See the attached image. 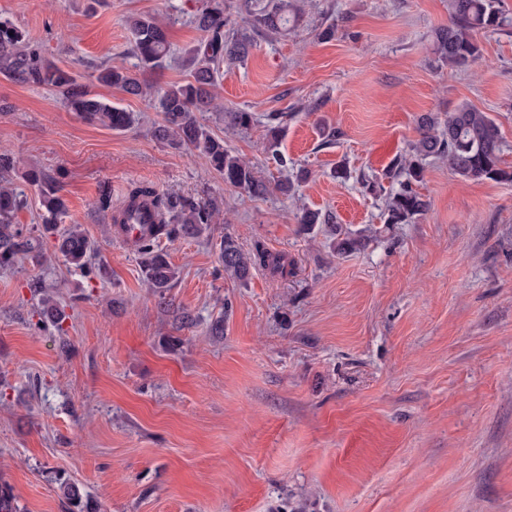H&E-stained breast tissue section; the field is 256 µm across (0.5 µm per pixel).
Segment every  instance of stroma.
<instances>
[{
	"label": "stroma",
	"mask_w": 512,
	"mask_h": 512,
	"mask_svg": "<svg viewBox=\"0 0 512 512\" xmlns=\"http://www.w3.org/2000/svg\"><path fill=\"white\" fill-rule=\"evenodd\" d=\"M202 3L0 0V20L83 76L134 68L127 20L154 16L173 57L146 80L165 86L190 73ZM447 22L448 0H308L294 33L255 36L244 63L224 66L205 125L274 185L264 124L231 130L224 114L285 113L280 149L306 174L290 196L252 197L158 141L154 97L94 85L138 118L116 132L52 86L0 75V151L18 158L11 183L27 196L19 223L42 222L23 172L61 174L59 226L80 225L106 270L26 257L0 268V484L23 512H64L65 481L96 512H512V184L428 161V212L388 226L357 181L408 150L420 115L462 103L497 118L512 166V34L481 36L482 60L455 70L432 53ZM339 164L349 178H334ZM134 184L222 203L211 236L160 240L177 271L162 296L98 208ZM303 207L378 235L336 254L323 231H302ZM228 234L287 255L294 275L230 278ZM37 285L63 306L62 328H38Z\"/></svg>",
	"instance_id": "35a3bbf8"
}]
</instances>
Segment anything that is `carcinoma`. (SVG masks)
Segmentation results:
<instances>
[{
    "label": "carcinoma",
    "instance_id": "carcinoma-1",
    "mask_svg": "<svg viewBox=\"0 0 512 512\" xmlns=\"http://www.w3.org/2000/svg\"><path fill=\"white\" fill-rule=\"evenodd\" d=\"M225 0H205L192 15V24L203 33V39L185 50L191 66L189 78L158 92L157 105L162 122L155 128L157 139L180 149L196 151L215 171L224 175V184L241 189L252 196H264L270 185L256 176L253 165L224 148V140L215 137L201 122L206 112L216 109L214 88L224 64L245 59L254 46L250 32L269 37L284 36L295 29L300 19V6L292 0H241L239 11L244 14V30L231 26L225 14ZM448 25L434 30L433 54L442 66L464 69L482 58L483 49L477 34H498L512 29V16L505 13L501 0H449ZM131 52L139 62L138 70L101 64L92 67L91 81L115 87L133 96H146L151 88L144 74L163 67L171 55L166 27L148 15L129 20ZM0 73L18 81L52 85L64 105L89 121H98L114 131L123 132L135 124L133 113L114 107L93 93L90 85L45 60L42 49L27 42L25 35L8 20L0 21ZM234 129H247L255 115L246 111L225 113ZM282 112L266 114L267 152L275 164L288 169V157L279 149ZM503 140L499 124L487 112L462 103L441 118L427 113L419 117L418 139L407 153L396 158L383 173V178L397 185L386 195L384 223L410 224L423 216L429 202L416 186L423 181L426 161L430 158L448 162V168L466 180L512 183V169L501 165ZM29 185L35 187L44 209L43 233H54L66 214L65 201L60 195V183L37 169L28 173ZM150 200L159 221L149 236L135 241L144 257L143 268L150 288L164 295L172 287L176 270L157 250V240L199 238L212 230L219 213L217 203L209 199L184 198L172 193H160L148 185H136L127 194L126 212L140 207V201ZM26 196L14 188L0 187V267L10 266L21 256H30L41 263L47 261L42 251L41 237L32 229L17 223L18 213L25 207ZM297 223L308 230L324 225L336 232L330 243L339 255L361 245L363 236L342 232L331 210L301 208ZM93 245L81 229L72 224L55 237L53 255L70 267L92 273L90 256ZM224 272L244 282L256 266L269 268L286 278L292 273L288 256L273 254L260 246L248 252L230 235L224 236L221 248ZM65 311L54 297L42 299L40 320L62 327ZM64 504L81 503L78 486L71 482L60 485Z\"/></svg>",
    "mask_w": 512,
    "mask_h": 512
}]
</instances>
